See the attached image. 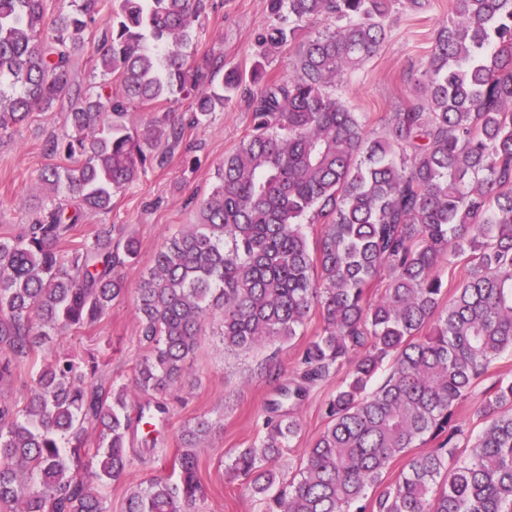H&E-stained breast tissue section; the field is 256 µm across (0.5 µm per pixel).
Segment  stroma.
Wrapping results in <instances>:
<instances>
[{
  "label": "stroma",
  "instance_id": "obj_1",
  "mask_svg": "<svg viewBox=\"0 0 512 512\" xmlns=\"http://www.w3.org/2000/svg\"><path fill=\"white\" fill-rule=\"evenodd\" d=\"M454 6V0H427L418 11L395 8L378 53L345 75L338 92L363 113L368 132L380 133L392 113L412 101L435 31ZM269 22L265 0H209L205 26L187 53L195 62L220 58L225 65L250 74L257 59V38ZM191 103L186 96L136 108L134 127L139 132L152 117L166 112L185 121L183 145L167 166L146 169L136 183L116 192L112 211L103 218L104 223L123 226L140 244L136 261L122 270L128 288L125 296L113 301L96 326L53 337L50 344L51 353L71 356L82 364L102 363L101 379L115 386L131 383L133 368L145 353L134 307L141 274L152 266L165 236L179 225L195 223L198 203L219 183L218 166L250 130V111L242 96L195 125L189 122ZM67 111V106L58 105L53 111L34 113L25 124L0 134V240L18 236L30 210L50 199L40 173L46 165L62 166L66 160L46 155L42 147L49 136L65 135ZM220 322V316L214 315L203 326L180 398L170 405L153 453L143 458L132 455L124 476L108 493L109 512H123L130 491L152 479L172 477L181 431L199 416L208 418L212 429L199 444L203 497L198 512H262L260 502L243 486L226 482L224 466L238 449L255 442L270 403L278 397L277 383L262 370L267 359L280 363L284 377H292L300 351L322 321L312 315L301 336L247 353L225 351ZM334 388L331 381L317 386L298 409L302 429L278 463L283 477H291L303 450L326 428L323 405Z\"/></svg>",
  "mask_w": 512,
  "mask_h": 512
}]
</instances>
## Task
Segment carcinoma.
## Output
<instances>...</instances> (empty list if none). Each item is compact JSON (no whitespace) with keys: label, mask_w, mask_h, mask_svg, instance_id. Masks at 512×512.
<instances>
[{"label":"carcinoma","mask_w":512,"mask_h":512,"mask_svg":"<svg viewBox=\"0 0 512 512\" xmlns=\"http://www.w3.org/2000/svg\"><path fill=\"white\" fill-rule=\"evenodd\" d=\"M400 2L267 0L257 85L232 67L205 89L221 66L193 64L184 48L208 0H112L106 15L105 0H72L73 12L52 16L47 0H0V132L64 100L72 128L45 143L70 160L40 175L51 205L0 241V382L37 369L23 408L0 393V512H107L105 489L124 475L133 442L153 450L169 412L149 400L131 417L128 389L175 395L215 310L224 349L236 352L322 319L279 387L288 412L265 417L258 441L225 469L263 512H512V380L475 397L512 352V0H456L414 101L371 135L336 80L376 55ZM319 20L324 30L305 32ZM98 21L91 57L118 74V96L84 93L72 78ZM291 44L288 77L260 82L263 61ZM188 91L195 122L246 97L251 129L224 157L196 223L169 234L141 276L146 354L132 387L107 389L73 359L46 358L47 343L102 320L127 292L119 270L138 242L114 224L96 225L89 240L74 231L109 213L113 194L146 167H164L182 140L165 117L133 134L130 105ZM313 224L323 230L312 239ZM464 255L445 304L444 271ZM332 379L328 426L286 481L276 464L301 431L294 408ZM473 399L481 430L467 437L456 409ZM210 428L202 417L186 425L176 480L130 492L124 512H196L197 449ZM398 459L402 476L387 484ZM88 468L91 481L79 475Z\"/></svg>","instance_id":"carcinoma-1"}]
</instances>
